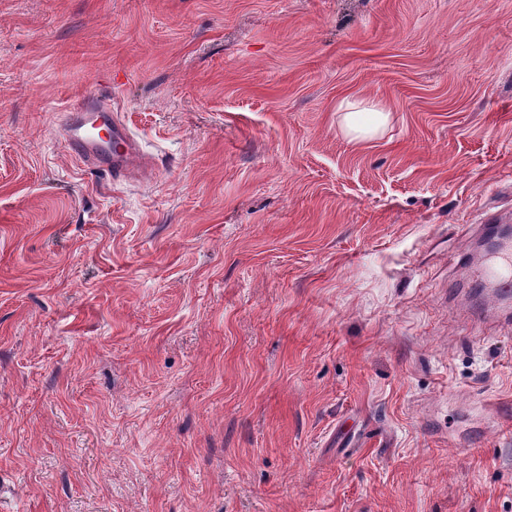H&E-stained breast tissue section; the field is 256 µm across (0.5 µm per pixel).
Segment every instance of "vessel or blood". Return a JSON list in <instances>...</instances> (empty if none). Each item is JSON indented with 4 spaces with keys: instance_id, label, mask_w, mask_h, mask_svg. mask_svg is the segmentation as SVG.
Instances as JSON below:
<instances>
[{
    "instance_id": "b4317fda",
    "label": "vessel or blood",
    "mask_w": 512,
    "mask_h": 512,
    "mask_svg": "<svg viewBox=\"0 0 512 512\" xmlns=\"http://www.w3.org/2000/svg\"><path fill=\"white\" fill-rule=\"evenodd\" d=\"M60 137L85 168L113 182L143 179L149 173L139 142L98 92L87 91L71 103ZM476 275L494 280L499 293L512 292V242L503 243L491 254Z\"/></svg>"
}]
</instances>
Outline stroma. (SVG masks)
<instances>
[{
	"label": "stroma",
	"instance_id": "stroma-1",
	"mask_svg": "<svg viewBox=\"0 0 512 512\" xmlns=\"http://www.w3.org/2000/svg\"><path fill=\"white\" fill-rule=\"evenodd\" d=\"M96 87L147 181L56 144ZM489 212L512 0H0V512H512ZM343 112L341 130L352 140L374 138L388 119L389 109L374 99L343 100L337 108Z\"/></svg>",
	"mask_w": 512,
	"mask_h": 512
}]
</instances>
